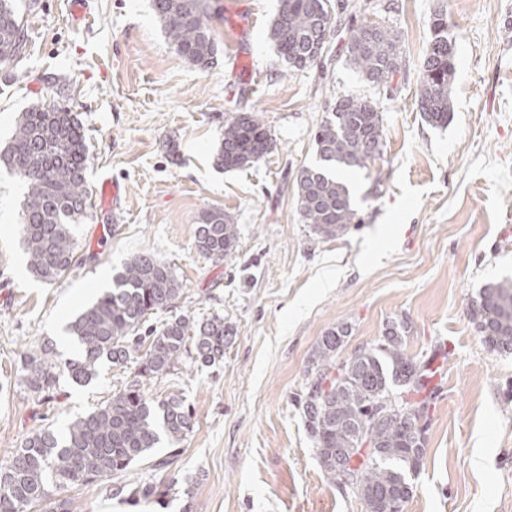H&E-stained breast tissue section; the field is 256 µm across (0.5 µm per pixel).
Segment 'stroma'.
I'll return each instance as SVG.
<instances>
[{
  "label": "stroma",
  "instance_id": "1",
  "mask_svg": "<svg viewBox=\"0 0 512 512\" xmlns=\"http://www.w3.org/2000/svg\"><path fill=\"white\" fill-rule=\"evenodd\" d=\"M91 3L88 28L72 22L67 0H13L28 41L19 61L0 65L1 145L26 109L68 108L85 137L87 189L104 174L126 189L117 210L74 225V266L49 284L27 268L26 187L0 170V466L32 434L65 428L132 379L135 364L106 365L85 386L61 377L44 402L21 363L47 342L57 365L74 357L67 323L124 262L152 253L183 292L149 324L218 314L233 336L215 365L185 357L145 383L153 397L180 392L194 413L178 446L161 442L122 476L188 484L150 501L152 512H364L329 485L296 400L326 331L349 324L343 359L401 319L408 353L443 370L404 512H512V354L487 349L467 312L484 284L512 278V0H331L329 50L300 71L268 37L278 0H206L217 45L208 69L177 53L152 0ZM439 10L454 43L453 112L440 128L415 99ZM369 22L402 37L400 69L379 86L344 58L351 31ZM242 51L247 83L234 69ZM348 95L377 103L384 142L347 175L361 223L325 240L301 219L295 177L317 161L325 112ZM238 112L257 113L273 146L232 170L217 151ZM216 208L238 234L220 262L195 246L202 214Z\"/></svg>",
  "mask_w": 512,
  "mask_h": 512
}]
</instances>
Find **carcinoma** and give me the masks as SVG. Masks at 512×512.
I'll use <instances>...</instances> for the list:
<instances>
[{"instance_id":"obj_1","label":"carcinoma","mask_w":512,"mask_h":512,"mask_svg":"<svg viewBox=\"0 0 512 512\" xmlns=\"http://www.w3.org/2000/svg\"><path fill=\"white\" fill-rule=\"evenodd\" d=\"M153 10L177 52L193 65L214 64L216 45L208 26L204 0H153ZM330 0H280L269 39L296 69L311 68L328 52L324 22ZM433 32L421 71L417 107L432 126L448 124L449 84L454 71L448 57V17L430 19ZM27 33L10 0H0V60L16 61L24 53ZM399 32L384 25L352 30L345 58L373 85L388 82L401 59ZM378 104L368 98L336 101L317 127L314 140L319 164L302 168L296 178L297 202L304 223L324 239L344 235L362 223L344 174L376 159L383 144ZM272 138L254 112L230 116L218 163L241 169L261 160ZM0 165L27 186L23 204L24 244L30 271L56 282L74 265L71 225L88 217L86 145L76 116L51 105L20 113ZM236 225L222 210H210L196 234L198 251L218 261L234 252ZM181 292L169 264L153 254L126 261L69 326L75 357L65 363L68 377L89 383L105 362L138 363L134 379L63 431L45 428L27 438L8 464L0 467V512H69L57 493L73 485L116 478L147 457L162 440L174 444L193 428V414L178 392L162 399L143 392L142 378L167 375L187 345L192 358L213 365L224 357L229 340L224 318L215 315L196 324L179 315L143 336L146 317L169 308ZM470 318L491 351H512V280L484 285L471 299ZM405 320L388 324L375 343L339 360L349 335L338 325L321 337L312 356L307 387L300 401L304 425L330 482L361 499L367 512H403L412 497L410 476L422 465L429 403L436 388L430 361L410 355ZM53 349L28 354L22 371L28 387L44 398L60 380ZM369 442L362 455L358 439ZM176 482L115 483L109 492L131 499L157 501L175 490Z\"/></svg>"}]
</instances>
